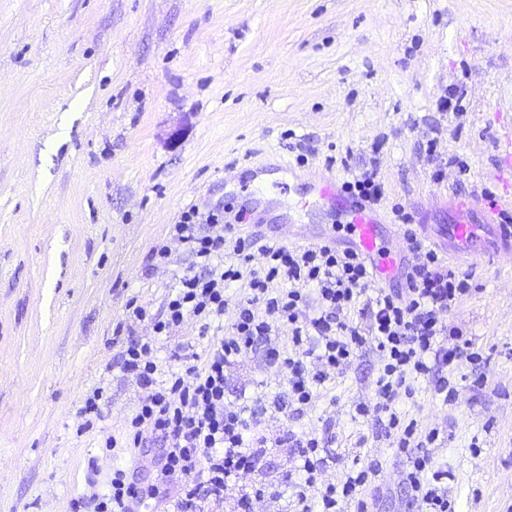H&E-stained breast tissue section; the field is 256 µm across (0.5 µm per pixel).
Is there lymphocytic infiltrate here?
<instances>
[{
    "mask_svg": "<svg viewBox=\"0 0 512 512\" xmlns=\"http://www.w3.org/2000/svg\"><path fill=\"white\" fill-rule=\"evenodd\" d=\"M403 228V270L395 285L378 286L365 257L327 240L309 246L260 242L242 234L245 211L225 223L222 211L201 214L197 208L181 212L169 233L185 245L191 264L174 283L163 316L148 306L128 302L135 319L150 323V337H130L122 344L121 366L133 374L144 392L128 419L130 446L140 451L147 444L158 447L153 462L156 479L141 486L128 480L124 470L112 474L108 492L74 499L72 512L92 507L93 512H128L130 503L156 498L167 484L180 482L174 512H203L206 500L222 501L226 492L238 491L240 512H251L252 500L264 497L266 487L241 491L244 476L259 470L269 446L293 448L300 480H289L295 494L294 512H310L307 493L317 490L322 512H341V501L356 499L378 475L373 459L340 483L319 484L323 459L317 438H298L287 431L268 441L244 408L224 403V373L258 344H265L267 364L288 376L293 401L313 402L317 390L330 377L349 369L357 352L373 346L379 359L373 405H356L361 417L373 419L384 429L410 469L402 480L420 512H453L443 482L448 471L433 470L432 447L439 433H419L416 421L402 420L399 401L413 398L419 380L430 383L445 403L458 400L461 390L482 386V378L463 373V364L480 362L482 356L462 330L447 323L462 299L472 291L469 271L449 269L447 262L416 229L414 216L402 203L391 208ZM223 225V233L205 234L202 224ZM244 283L248 294L228 295V287ZM319 313L306 314L309 300ZM366 312V323L350 320L355 310ZM234 319L224 335L208 344L205 355L174 351L178 370L162 371L156 339L167 336L194 317L203 324ZM287 330V345L273 343Z\"/></svg>",
    "mask_w": 512,
    "mask_h": 512,
    "instance_id": "obj_1",
    "label": "lymphocytic infiltrate"
}]
</instances>
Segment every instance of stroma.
<instances>
[{
  "mask_svg": "<svg viewBox=\"0 0 512 512\" xmlns=\"http://www.w3.org/2000/svg\"><path fill=\"white\" fill-rule=\"evenodd\" d=\"M452 87L457 109H438ZM510 123L512 0H0V512H70L130 469L125 419L143 391L117 366L113 331L151 335L126 305L163 312L190 263L168 235L180 212L230 202L270 239L285 223L318 231L345 217L313 184L375 163L389 192L375 216L396 246L391 203L449 224L460 198L497 191ZM162 245L166 264L148 270ZM468 269L473 290L451 319L483 356L464 370L484 386L449 405L422 381L397 410L439 430L433 461L451 474L455 512H512V256ZM199 327L159 338L162 368L175 346L200 353L222 334ZM378 368L362 351L297 412L256 349L227 372L224 403L247 406L268 437H319L323 482L380 460L368 512H417L405 457L355 412ZM98 388L105 418L87 429ZM295 464L270 449L246 479L270 490L252 512H289Z\"/></svg>",
  "mask_w": 512,
  "mask_h": 512,
  "instance_id": "1",
  "label": "stroma"
}]
</instances>
